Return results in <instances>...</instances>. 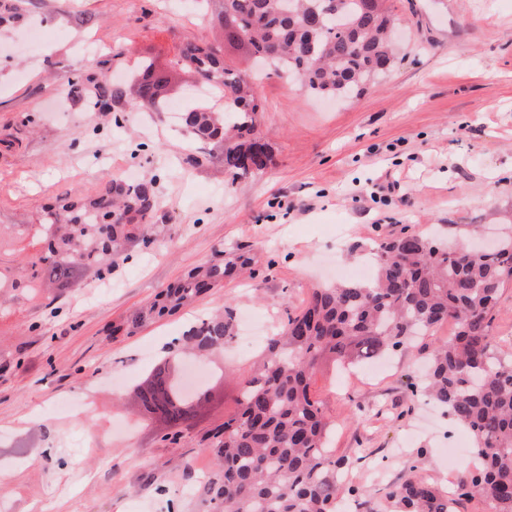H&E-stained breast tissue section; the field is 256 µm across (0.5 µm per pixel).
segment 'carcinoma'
<instances>
[{"label":"carcinoma","mask_w":512,"mask_h":512,"mask_svg":"<svg viewBox=\"0 0 512 512\" xmlns=\"http://www.w3.org/2000/svg\"><path fill=\"white\" fill-rule=\"evenodd\" d=\"M24 0H0V24L16 18ZM383 0H224L214 18L224 42L248 46L254 60L278 66L307 93L360 95L394 62L392 19ZM176 65L205 81L222 75L211 104L182 113L183 130L221 150L230 190L263 174L272 158L257 130L261 107L254 77L224 63L219 43H186ZM168 76L141 58L135 94L148 106L166 103ZM158 202L142 182L110 176L88 200L61 198L47 214L50 228L36 235L45 252L14 277L0 271V287L26 294L50 283L68 288L90 268L102 276L129 258L128 248L155 244L151 224ZM375 275L368 282L326 284L298 306H285L282 326L266 340L255 370L239 381L236 408L210 441L220 471L202 487L204 501L219 512H457L462 500L483 499L491 512H512V348H494L491 311L512 280V233L481 255L433 238L406 234L379 243L372 252ZM251 265L245 252L219 251L165 288L151 304L126 319L133 331L176 312ZM453 320L455 332L428 350L426 373L411 392H423L466 427L475 442V463L453 487L441 490L409 474L391 485L382 504L342 492L349 462L328 446L332 422L318 398L316 374L330 360L344 365L373 359L416 336H429ZM231 305L194 323L188 339L211 351L234 335ZM154 396L178 436L190 426L196 406L174 404L165 365L155 367L134 391V400Z\"/></svg>","instance_id":"cac0c4a2"}]
</instances>
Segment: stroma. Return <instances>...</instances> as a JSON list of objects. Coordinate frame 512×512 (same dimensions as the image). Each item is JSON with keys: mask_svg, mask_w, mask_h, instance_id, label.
<instances>
[{"mask_svg": "<svg viewBox=\"0 0 512 512\" xmlns=\"http://www.w3.org/2000/svg\"><path fill=\"white\" fill-rule=\"evenodd\" d=\"M401 20L398 57L358 99L303 92L275 68L255 70L246 48L224 61L257 74L259 129L270 168L225 190L219 157L168 112L129 95L107 108L90 88L114 86L139 58L167 67L183 41L212 42L195 0H26L25 21L0 26V267L21 272L40 245L29 227L61 195L95 196L107 174L153 183L162 246L132 248L107 278L87 271L67 289L30 296L0 288V512H207L202 471H215L208 438L235 409L237 379L263 349L236 340L202 360L221 371V392L197 410L178 443L145 419L131 391L166 356L165 341L232 304L254 335L280 326L285 304L337 268L363 281L374 247L402 233H444L448 245L476 225L489 237L512 213V0H385ZM53 32L23 42L28 21ZM88 41L99 52L82 53ZM250 249L256 278L234 277L173 315L135 332L122 326L220 250ZM387 374L324 363L316 388L336 424L330 446L365 499L381 500L409 468L439 486L454 482L471 448L448 451L468 431L412 397L418 350L402 348Z\"/></svg>", "mask_w": 512, "mask_h": 512, "instance_id": "1", "label": "stroma"}]
</instances>
